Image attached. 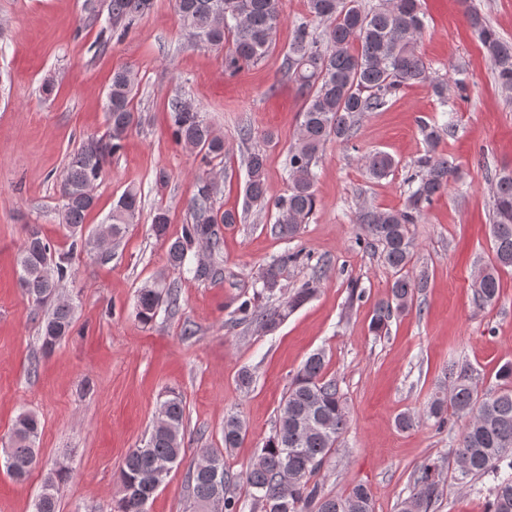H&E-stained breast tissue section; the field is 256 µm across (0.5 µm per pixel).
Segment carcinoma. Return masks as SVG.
Instances as JSON below:
<instances>
[{
    "label": "carcinoma",
    "mask_w": 512,
    "mask_h": 512,
    "mask_svg": "<svg viewBox=\"0 0 512 512\" xmlns=\"http://www.w3.org/2000/svg\"><path fill=\"white\" fill-rule=\"evenodd\" d=\"M311 20L295 25L293 38L284 54L283 76L296 84L304 100L297 139L288 148V191L272 200L266 183L267 155L263 149L246 159L245 209H274V232L282 238L296 237L316 207L315 181L319 153L330 141L348 145L356 136L357 123L370 112L387 107L389 96L404 86L430 85L441 106L448 105V82L432 78L417 50L424 32L422 0H378L367 5L362 0H307ZM153 8V0H108L107 16L100 28L98 50L105 51L113 34L127 31ZM184 29L197 44L225 49L224 67L236 74L249 63H257L274 50V34L282 22L278 0H175ZM326 23L320 34L310 21ZM468 20L486 52L499 88L512 93V42L476 9ZM135 76L129 69L117 70L106 95L109 131L103 138L89 137L74 153L62 175V209L59 223L73 237L72 248L101 250L122 238L139 210L141 194L127 190L112 207L109 223L98 236L78 239L87 213L94 207V186L135 122L133 90ZM172 134L185 147L202 154L207 163L224 162V138L201 118L198 108L177 97L170 103ZM449 123L424 122L421 132L428 146L416 161L418 173L408 178V196L399 210L379 211L363 207L356 223L365 233L363 244L382 245L383 263L394 273L387 298L374 310L370 329L377 336L388 332L391 318L413 306L415 296L426 287V273L413 277L409 265L416 243L410 225L421 222L425 209L448 190L457 166L437 151ZM368 175L376 180L389 176L398 161L385 151L362 157ZM220 191L217 177L201 181L190 200L191 223L180 237H168V215L162 208L154 212L150 231L167 244L169 266L183 270L189 265L192 245L203 246L214 256L220 252L221 224H236L242 216L214 206ZM493 261L473 283L481 304L499 298L501 273L512 270V171L495 176L492 224ZM302 252H287L261 268L253 299L240 303V320L274 331L286 311L308 301L317 291V280L295 289L282 308H267L259 300L274 298L283 288L285 268L300 261ZM19 286L36 306L48 307L42 327L41 348L51 352L69 334L74 317L72 302L60 293L71 277L68 258L56 254L41 226H24L19 248ZM179 306L178 284L163 288L146 285L139 289L135 317L151 323L162 304ZM326 354H310L294 376L281 405L273 433L260 448L257 461L242 473H233L217 448H201L188 470V487L194 512H244L243 503L230 494L231 487L245 483L250 491L249 512H373L369 488L358 484L341 496L326 494L316 480L349 428L348 412L336 381L324 378ZM421 419L437 429L458 427L453 452L455 470L461 481L490 476L489 512H512V362L504 363L497 384L478 394L474 369L462 366L451 386L436 392L422 414H402L397 426L409 429ZM42 425L27 410L15 420L7 441L0 444V458L17 481L25 480L38 464L36 451ZM247 425L241 415L224 419V448H236L246 438ZM185 454V405L172 392L158 407V419L143 445L126 454L119 481L131 489L118 498L112 512H148V502L165 483ZM70 473L60 468L49 477L35 502V512H58L61 484ZM440 495L436 466H422L414 476V491L400 512H431Z\"/></svg>",
    "instance_id": "cac0c4a2"
}]
</instances>
